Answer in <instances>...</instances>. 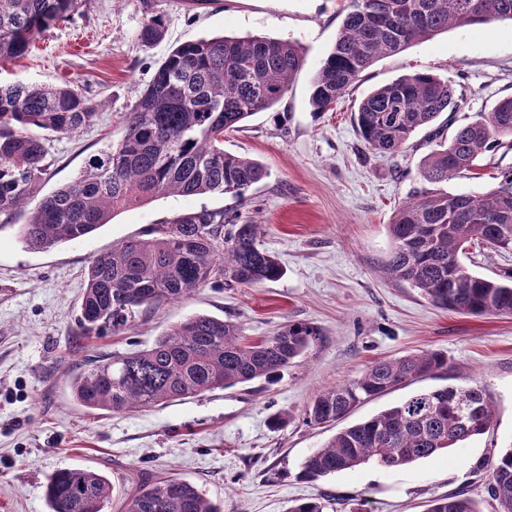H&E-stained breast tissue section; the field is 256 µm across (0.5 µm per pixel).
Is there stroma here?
<instances>
[{"mask_svg": "<svg viewBox=\"0 0 512 512\" xmlns=\"http://www.w3.org/2000/svg\"><path fill=\"white\" fill-rule=\"evenodd\" d=\"M348 0H82L68 18L37 35L23 57L0 62V83L70 85L99 105L76 134L46 133L49 168L40 198L76 178L87 159L124 135L125 118L170 51L201 38L267 37L294 43L303 64L281 100L224 135L226 152L263 163L267 177L243 199L163 196L113 215L89 236L48 250L25 247L19 213L0 226V512H49L46 487L59 469L84 466L119 490L138 477L173 476L224 502V512H288L325 493L326 512H426L430 500L463 492L481 512L485 461L512 445V315L472 316L440 309L408 283L379 269L392 241L395 211L421 184L419 169L436 144L417 132L393 157L373 155L353 114L371 90L411 73L451 81L462 98L437 121L445 136L512 96V21L460 27L377 60L331 111L312 112V84L332 50ZM165 37L139 40L152 15ZM479 177L449 180L453 194L480 195L512 168V151L485 154ZM236 209L262 224L260 242L284 269L252 288L212 283L190 297L140 313L124 332L85 337L77 327L87 269L117 242L177 216ZM207 314L237 324L250 340L290 321L323 331L299 361L271 383L217 389L163 406L106 413L77 405L72 375L94 358L151 346L172 324ZM439 350L448 376L424 378L360 404L350 422L372 417L417 392L446 384L482 390L491 427L449 453L387 469L370 462L315 481L303 461L335 434L306 422L314 396L360 375L376 360ZM285 418L274 429V417Z\"/></svg>", "mask_w": 512, "mask_h": 512, "instance_id": "35a3bbf8", "label": "stroma"}]
</instances>
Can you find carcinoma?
Masks as SVG:
<instances>
[{
  "label": "carcinoma",
  "mask_w": 512,
  "mask_h": 512,
  "mask_svg": "<svg viewBox=\"0 0 512 512\" xmlns=\"http://www.w3.org/2000/svg\"><path fill=\"white\" fill-rule=\"evenodd\" d=\"M78 0H0V62L24 56L35 35L73 12ZM512 20V0H349L336 43L320 67L309 103L327 112L360 74L385 55L453 28ZM160 15L143 24L139 40L160 42ZM302 66L291 42L215 36L174 48L127 113L117 143L89 157L74 181L45 195L21 225L26 247L47 250L83 238L119 209L169 194H230L238 199L267 177L265 166L224 151V133L272 109ZM459 108L451 82L428 73L404 74L361 100L353 123L364 146L380 158L398 153L444 112ZM96 104L70 86H0V216L9 221L35 194L49 168L45 130L71 135L94 121ZM512 150V97L480 120L459 126L420 166L421 187L389 224L392 249L384 272L409 283L435 306L483 316L512 314V274L489 279L461 260L478 241L512 249V169L482 195L441 188L472 172L481 157ZM259 225L235 212L201 210L181 215L95 257L87 272L78 326L84 336L118 333L136 315L177 302L210 281L251 288L279 280L284 271L258 241ZM320 327L287 322L273 336L250 341L238 326L197 314L172 326L146 348L97 360L72 379L84 407L133 411L263 379L281 371L321 339ZM449 371L438 350L375 361L361 375L316 395L306 408L315 424L345 419L363 401L401 384ZM466 399L471 410H458ZM492 408L474 387L446 385L420 392L337 431L302 465L311 480L368 462L403 467L486 433ZM485 490L497 512H512V447L492 456ZM114 486L87 467L51 477V512H105ZM323 496L289 512H325ZM122 512H223L196 484L154 478L125 493ZM427 512H480L464 493L433 501Z\"/></svg>",
  "instance_id": "1"
}]
</instances>
